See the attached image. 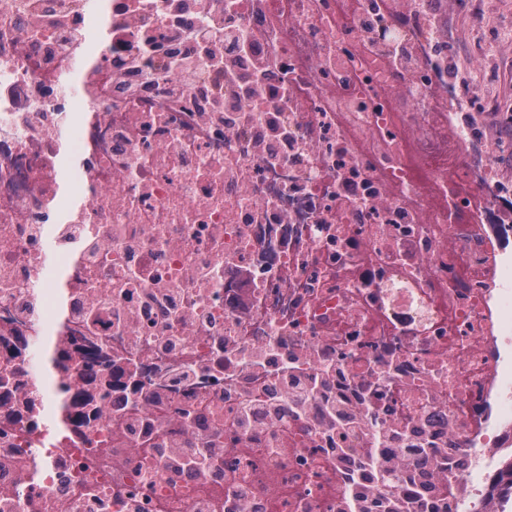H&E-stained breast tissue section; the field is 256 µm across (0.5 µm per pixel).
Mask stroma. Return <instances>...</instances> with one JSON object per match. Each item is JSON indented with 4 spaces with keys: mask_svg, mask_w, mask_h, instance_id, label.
<instances>
[{
    "mask_svg": "<svg viewBox=\"0 0 512 512\" xmlns=\"http://www.w3.org/2000/svg\"><path fill=\"white\" fill-rule=\"evenodd\" d=\"M448 72L477 90L494 139L512 124V0H446Z\"/></svg>",
    "mask_w": 512,
    "mask_h": 512,
    "instance_id": "stroma-1",
    "label": "stroma"
}]
</instances>
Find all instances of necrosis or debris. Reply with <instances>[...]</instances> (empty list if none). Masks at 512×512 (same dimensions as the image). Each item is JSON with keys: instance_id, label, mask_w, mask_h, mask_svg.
<instances>
[{"instance_id": "4bbe7bcc", "label": "necrosis or debris", "mask_w": 512, "mask_h": 512, "mask_svg": "<svg viewBox=\"0 0 512 512\" xmlns=\"http://www.w3.org/2000/svg\"><path fill=\"white\" fill-rule=\"evenodd\" d=\"M434 5L0 0V512H500L512 193Z\"/></svg>"}]
</instances>
